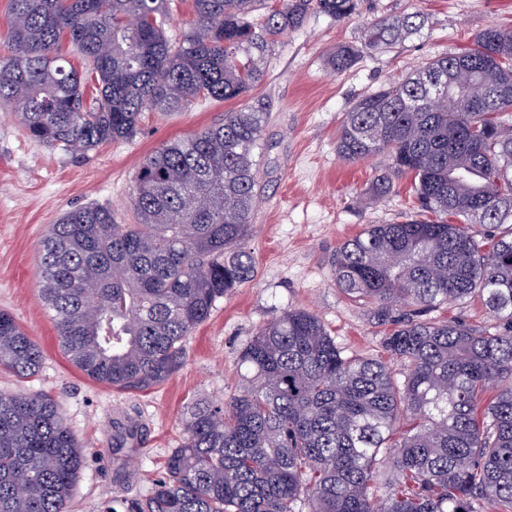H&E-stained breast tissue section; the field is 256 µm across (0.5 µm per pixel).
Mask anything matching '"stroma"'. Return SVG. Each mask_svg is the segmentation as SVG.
<instances>
[{
    "instance_id": "35a3bbf8",
    "label": "stroma",
    "mask_w": 512,
    "mask_h": 512,
    "mask_svg": "<svg viewBox=\"0 0 512 512\" xmlns=\"http://www.w3.org/2000/svg\"><path fill=\"white\" fill-rule=\"evenodd\" d=\"M425 17L421 33L351 69L327 72L324 59L358 41L377 20ZM512 29V0H365L352 18L310 14L271 45L266 76L243 100L196 101L182 111L147 113L127 141L79 154L30 139L10 108L0 106V310L10 312L44 351L39 372L19 380L0 373V389L44 393L83 444L72 492L76 512H100L114 499L146 496L165 458L180 444L181 417L193 398H228L240 383L241 351L261 327L294 308L316 313L350 356L389 362L383 329L366 306L336 286L340 244L370 224L404 221L416 207L410 178L380 200L369 187L387 164L382 155L349 163L336 152V132L353 103L421 62L471 45L489 25ZM267 110L258 169L260 200L250 218L253 279L217 302L186 340L184 366L152 391L119 392L86 379L69 363L37 296L40 245L48 227L73 208H110L116 223L135 216L129 195L147 154L165 141L223 121L248 101Z\"/></svg>"
}]
</instances>
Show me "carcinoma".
Segmentation results:
<instances>
[{
  "label": "carcinoma",
  "mask_w": 512,
  "mask_h": 512,
  "mask_svg": "<svg viewBox=\"0 0 512 512\" xmlns=\"http://www.w3.org/2000/svg\"><path fill=\"white\" fill-rule=\"evenodd\" d=\"M265 2L192 0L193 27L176 45L167 0H10L0 103L29 138L85 153L135 137L146 112L246 96L278 36L311 13L340 21L360 9L277 0L249 20ZM423 26L418 12L376 21L325 65L344 72ZM265 119L254 102L149 153L129 197L134 224L90 205L51 225L38 297L87 378L121 392L160 387L216 302L255 276L246 241ZM336 150L346 162L388 157L374 198L412 179L415 214L344 241L334 269L346 297L388 328L383 344L402 371L345 355L316 314L289 309L241 352L237 392L186 405L181 443L149 494L102 512H477L482 502L512 512V30L488 26L356 101ZM475 296L508 329L427 317ZM42 360L0 311V372L26 379ZM83 462L54 400L0 390V512H72Z\"/></svg>",
  "instance_id": "carcinoma-1"
}]
</instances>
